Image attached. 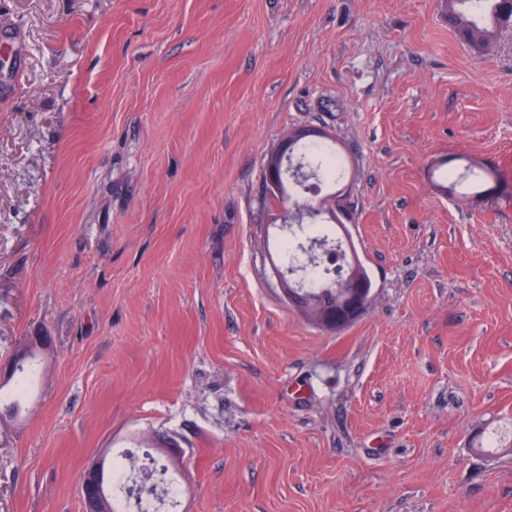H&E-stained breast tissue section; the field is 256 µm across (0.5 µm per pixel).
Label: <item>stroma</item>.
<instances>
[{
	"mask_svg": "<svg viewBox=\"0 0 512 512\" xmlns=\"http://www.w3.org/2000/svg\"><path fill=\"white\" fill-rule=\"evenodd\" d=\"M346 164L368 311L285 299L264 158ZM473 168L481 194L430 167ZM0 512L174 440L178 512H512V31L443 0H0ZM448 24L465 42L488 49L512 28V0H445ZM316 136V137H322L324 135V132L318 128L315 127H303L300 130H296L289 135H287L280 144L274 148V155L275 159H272L271 162L267 164V178H266V185L268 193L270 191L278 193L280 189V181L278 173L276 172V160L280 157V155L283 152H288V141L289 139L295 140L299 137L304 136Z\"/></svg>",
	"mask_w": 512,
	"mask_h": 512,
	"instance_id": "1",
	"label": "stroma"
}]
</instances>
